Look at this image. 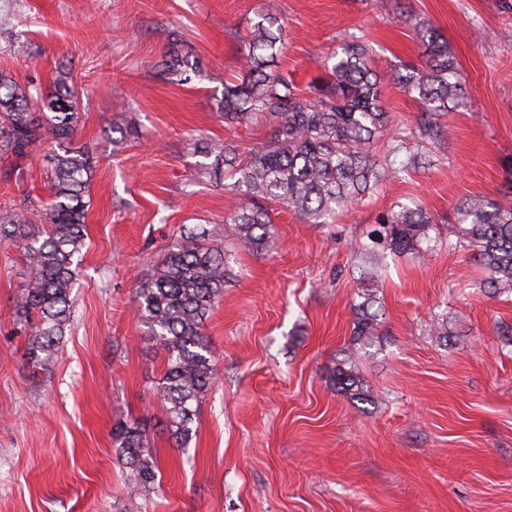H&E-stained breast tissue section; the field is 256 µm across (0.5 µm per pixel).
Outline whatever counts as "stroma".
Segmentation results:
<instances>
[{
  "instance_id": "stroma-1",
  "label": "stroma",
  "mask_w": 512,
  "mask_h": 512,
  "mask_svg": "<svg viewBox=\"0 0 512 512\" xmlns=\"http://www.w3.org/2000/svg\"><path fill=\"white\" fill-rule=\"evenodd\" d=\"M279 3V63L299 84L352 34L377 69L425 62L418 18L447 40L466 104L442 116L433 167L380 184L333 224L276 210L273 250L253 254L225 222L234 195L199 176L194 144L268 138L266 125L218 110L266 0H0V71L46 93L70 72L73 144L95 161L73 313L51 370L32 368L17 321L29 262L0 244V512H512V298L489 295L472 251L448 245L456 207L504 185L512 0ZM173 30L199 62L183 84L157 67ZM45 155L0 159V210L48 196ZM412 199L437 221L433 242L386 255L370 285L378 334L354 343L353 246L380 212ZM196 225L224 240L234 277L204 328L218 378L178 448L156 390L166 356L133 307L141 276ZM442 321L444 340L433 332ZM349 354L369 400L330 380ZM132 422L157 458L150 491L128 479L112 440Z\"/></svg>"
}]
</instances>
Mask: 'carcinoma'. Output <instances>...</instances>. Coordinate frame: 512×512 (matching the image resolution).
Here are the masks:
<instances>
[{
	"label": "carcinoma",
	"mask_w": 512,
	"mask_h": 512,
	"mask_svg": "<svg viewBox=\"0 0 512 512\" xmlns=\"http://www.w3.org/2000/svg\"><path fill=\"white\" fill-rule=\"evenodd\" d=\"M415 32L430 49L429 58L405 70L378 72L371 50L356 36L320 60L322 72L306 86L273 69L284 38L276 0H268L239 50L238 76L224 83L219 109L241 125L260 121L270 137L255 148L207 141L197 152L200 175L232 180L238 199L225 223L236 243L248 252L274 246L273 208L277 204L311 224H327L379 184L433 164L431 147L444 130L440 112L463 104L464 92L448 42L428 23ZM158 67L173 81L196 72L180 35H172ZM394 85L415 98L423 121L417 133L388 135L390 112L382 88ZM79 121L78 91L69 72L56 78L55 92L44 95L33 84L22 86L0 72V155L17 160L46 144L52 160L50 202L27 197L16 209L0 212V240L28 258L29 278L17 300L27 322L28 354L48 371L70 320L74 259L85 243L84 217L93 164L89 152L72 146ZM385 150L387 162L377 157ZM376 228L355 247L365 266L361 282L378 277L380 257L400 255L431 242L434 217L422 207L397 203L375 219ZM456 243L473 251L486 271L485 287L496 296H512V180L503 198L473 196L458 206ZM223 242L207 229H183L137 291L136 317L151 340L167 354L157 393L166 407L169 440L180 448L191 440L197 406L216 378L214 355L203 328L209 311L231 280ZM352 306L353 336L361 343L377 335L375 296L364 292ZM336 389L352 398H369L350 358L332 370ZM112 437L128 476L145 489L158 484L159 469L149 439L139 425L123 424Z\"/></svg>",
	"instance_id": "obj_1"
}]
</instances>
